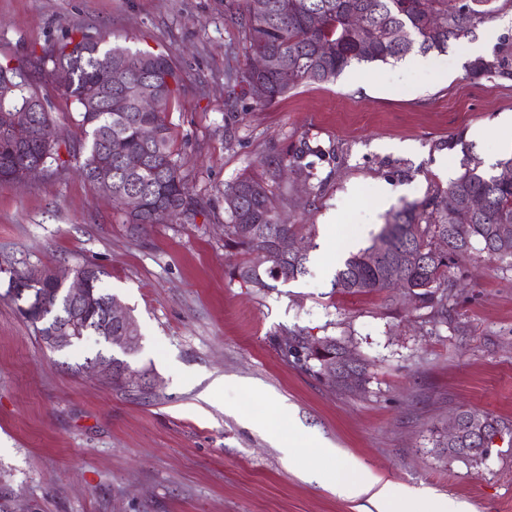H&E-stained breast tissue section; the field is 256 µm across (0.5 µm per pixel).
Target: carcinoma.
<instances>
[{"instance_id":"carcinoma-1","label":"carcinoma","mask_w":512,"mask_h":512,"mask_svg":"<svg viewBox=\"0 0 512 512\" xmlns=\"http://www.w3.org/2000/svg\"><path fill=\"white\" fill-rule=\"evenodd\" d=\"M268 9L258 12L248 7L241 25L251 54L262 52L276 58L288 69L290 78L282 81L278 72L257 75L251 68L229 79L243 85V95L256 104H268L304 83H325L336 79L352 63H387L399 60L415 50L443 52L448 43L472 32L491 16L487 5L493 0H267ZM123 66L124 87L112 91L124 100L88 115L84 112L82 90L97 76L107 59ZM39 70L64 69L68 81L63 89L78 115L82 138L79 147L68 151L82 158L80 169L97 171L96 164L112 157V185L119 191H135L143 199L142 209L125 213L127 223L141 230L153 223L155 202L162 198L171 207L170 222L185 224L198 214L195 200L180 165L171 149V131L163 114L179 91L181 76L169 56L162 53L131 51L121 47H102L98 41L71 32L51 53L30 60ZM497 69L499 76L511 79L512 69L477 58L470 64L476 76ZM152 88L158 105L153 112L137 109L134 89ZM39 97L24 71L10 63H0V109L11 108L28 98ZM42 121L33 127L19 125L0 138V158L17 156L35 160L47 155L48 163L65 164L61 158L64 139L53 125L50 113H40ZM151 124L156 136L144 143L139 127ZM142 154L143 166L129 171L121 154ZM304 145L291 146L264 161L266 177L239 176L224 187V197L235 196V207L224 208V246L237 248L251 259L235 266L231 277L259 291L271 287L268 280L295 282L307 273L309 251L291 252L287 242H302L315 235L312 224H282L273 202L272 183L282 168L305 172ZM454 205L448 206V197ZM481 198L476 210L471 201ZM512 225V177L484 175L478 167L467 168L448 185V189L427 196L419 204H410L392 214L370 246L350 254L336 270L332 288L345 294L383 293L390 279L399 282L400 291L414 296L419 308H429L435 319L448 322V312L455 301L457 281L450 274L452 266L465 259L487 258L512 266V237L496 239L498 226ZM280 251L282 258L273 267H262L263 251ZM79 270L91 278V293L85 313L73 318V333L88 336L96 320L102 318L109 304H118L115 295L101 288L105 271L93 264ZM324 352L314 351L300 335L292 334L288 352L314 362L318 374L333 388L358 390L367 383L364 366L353 368L355 383L349 385L337 375L321 371L325 365L336 367V359L345 345L332 337L324 338ZM114 385H131L123 361L113 363ZM462 435L442 444L448 456L473 463L466 448H482L497 437L509 436L512 429L492 416L475 410H463Z\"/></svg>"}]
</instances>
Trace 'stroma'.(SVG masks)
<instances>
[{
  "label": "stroma",
  "instance_id": "obj_1",
  "mask_svg": "<svg viewBox=\"0 0 512 512\" xmlns=\"http://www.w3.org/2000/svg\"><path fill=\"white\" fill-rule=\"evenodd\" d=\"M495 7L445 52L355 64L260 106L227 101L228 75L247 63L237 21L247 0H0V61L25 67L69 142L81 137L77 114L50 73L29 67L32 55L78 30L170 56L182 87L165 120L198 202L194 223L136 231L76 159L0 182V497L13 512H369L367 496L305 476V464L345 461L389 484L394 512L422 494L512 512L511 446L477 467L434 446L466 409L512 425V268L460 262L440 325L401 298L336 292L340 262L324 246L367 247L392 213L468 165L499 173L512 79L473 77L469 54L479 42L484 59L512 64V0ZM302 140L321 198L291 178L274 193L280 218L316 227L308 272L259 292L230 276L245 256L224 246V187L262 176L265 158ZM85 263L104 270L138 325L125 357L137 385L85 370L112 353L95 339L47 348L12 298L11 270ZM292 331L346 344L367 368L365 389L325 385L289 355ZM217 379L223 390L208 395ZM320 444L335 456H317Z\"/></svg>",
  "mask_w": 512,
  "mask_h": 512
}]
</instances>
